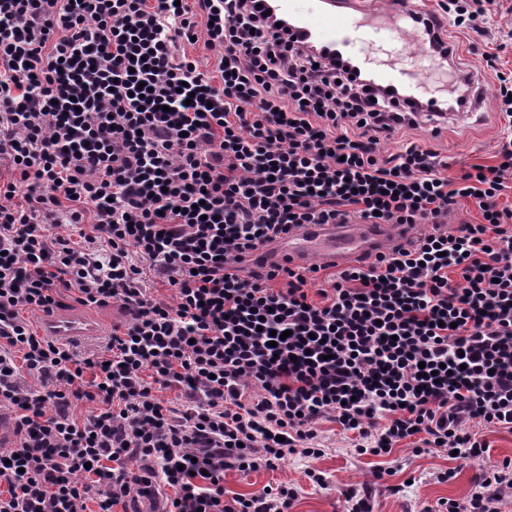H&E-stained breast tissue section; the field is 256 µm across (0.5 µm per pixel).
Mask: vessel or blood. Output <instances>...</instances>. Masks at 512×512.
<instances>
[{"label": "vessel or blood", "mask_w": 512, "mask_h": 512, "mask_svg": "<svg viewBox=\"0 0 512 512\" xmlns=\"http://www.w3.org/2000/svg\"><path fill=\"white\" fill-rule=\"evenodd\" d=\"M280 6L285 13L295 14L299 32L358 59L364 68L371 70L376 83L409 86L431 73L447 70L448 52L440 43L442 33L417 16L413 0H388L387 8L376 12L363 8L359 0H330L328 5L305 14L295 13L294 0H280ZM400 31L413 34V47L409 51L413 69L393 65L373 67L365 53L366 47L374 45L382 35ZM383 230L380 224H305L277 245L263 248L259 260L266 265L287 262L303 267L311 259L321 257L349 266L389 247ZM39 327L42 335L61 343L77 338L92 339L100 334L96 323L64 313L41 316Z\"/></svg>", "instance_id": "obj_1"}]
</instances>
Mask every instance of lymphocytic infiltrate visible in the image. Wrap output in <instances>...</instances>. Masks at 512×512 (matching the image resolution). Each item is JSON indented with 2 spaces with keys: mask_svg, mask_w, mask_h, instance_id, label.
I'll list each match as a JSON object with an SVG mask.
<instances>
[{
  "mask_svg": "<svg viewBox=\"0 0 512 512\" xmlns=\"http://www.w3.org/2000/svg\"><path fill=\"white\" fill-rule=\"evenodd\" d=\"M260 2L0 0V512H112L160 484L164 512H289L293 488L229 497L224 475L322 456L323 420L372 456L412 439L467 460L489 451L470 422L512 433V77L486 55L507 136L452 181L416 143L382 155L418 111L292 45ZM501 8L443 11L477 32ZM200 30L215 70L185 51ZM464 200L481 222L449 226ZM62 213L88 224L81 242L47 234ZM354 220L421 232L321 279L246 269L293 227ZM66 293L127 311L100 354L27 319ZM478 486L424 512H492L512 459Z\"/></svg>",
  "mask_w": 512,
  "mask_h": 512,
  "instance_id": "obj_1",
  "label": "lymphocytic infiltrate"
}]
</instances>
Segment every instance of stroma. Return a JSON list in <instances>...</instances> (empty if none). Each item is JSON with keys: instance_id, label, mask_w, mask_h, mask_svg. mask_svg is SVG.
<instances>
[{"instance_id": "stroma-1", "label": "stroma", "mask_w": 512, "mask_h": 512, "mask_svg": "<svg viewBox=\"0 0 512 512\" xmlns=\"http://www.w3.org/2000/svg\"><path fill=\"white\" fill-rule=\"evenodd\" d=\"M486 26L493 32L484 37L474 31L462 32L451 28L447 38L453 47V58L462 68L481 60L483 53L499 55L500 70H512V13L502 11L488 16ZM505 42L504 51H497V42ZM483 96L476 118L463 122L451 120L438 134L429 126L408 131L406 135L382 137L380 151L390 155L403 144L414 142L437 152L448 164L449 177H459L474 164H494V154L502 134L494 82L481 77ZM477 438L487 441L489 455L469 460H449L446 453L413 452L411 445L402 444L386 457L358 455L352 439L342 434L331 422L321 425V446L324 453L318 458L298 455L288 457L278 469H261L249 474L226 472L224 489L227 495L249 494L263 487L294 488L297 498L290 512H345L343 490L371 486L372 512H422L425 506L436 505L439 499H462L476 490L475 477L491 470L503 458H512V434L492 432L483 426L472 425ZM455 469L457 475L448 482L436 480L438 472ZM322 472L326 488L313 486L308 474Z\"/></svg>"}]
</instances>
